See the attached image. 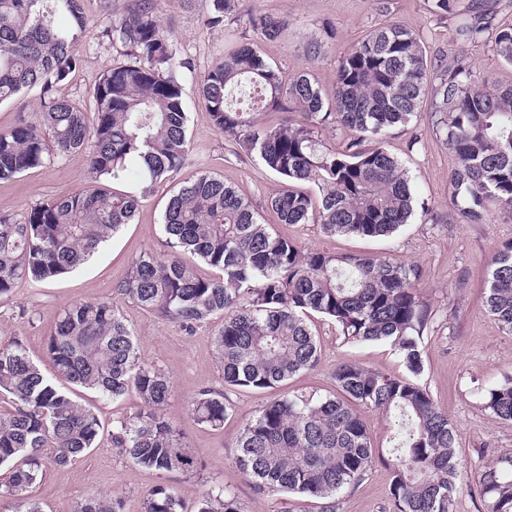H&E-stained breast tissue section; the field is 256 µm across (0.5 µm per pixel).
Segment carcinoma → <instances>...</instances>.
Returning a JSON list of instances; mask_svg holds the SVG:
<instances>
[{"instance_id": "carcinoma-1", "label": "carcinoma", "mask_w": 512, "mask_h": 512, "mask_svg": "<svg viewBox=\"0 0 512 512\" xmlns=\"http://www.w3.org/2000/svg\"><path fill=\"white\" fill-rule=\"evenodd\" d=\"M205 18L224 27L231 0H212ZM386 17L343 55L335 96L326 103L306 71L290 77L248 43L224 52L203 76L202 95L214 127L277 173L283 187L267 202L282 224H318L330 237H386L413 212L410 177L385 148L389 132L408 124L430 97L429 120L442 133L457 165L449 200L468 224L492 211L512 219V85L480 84L471 59L428 64L420 38L387 19L389 0H376ZM68 16L72 24L58 19ZM265 39L280 37L286 22L271 15L251 20ZM85 27L81 0H0V102L40 86L42 124L19 120L0 131V180L87 151L99 187L32 207L22 217L0 214V299L16 283L39 284L71 272L132 221L141 198L170 182L188 157L187 113L175 77L189 61L160 26L155 0H129L105 36L130 61L106 70L85 112L57 96L82 62ZM458 35L472 48L487 42L512 64V25L491 27L479 15L464 17ZM279 113L275 125L261 113ZM339 123L352 132L340 149L321 139ZM137 165L140 193L120 194L108 183ZM318 188L314 198L296 187ZM170 254L162 261L135 258L117 291L185 328L216 314L224 322L214 345L224 387L274 389L316 367L321 349L305 316L320 313L347 342H385L400 355L408 376H392L341 363L336 392L287 394L247 420L234 463L259 492L298 494L324 501L336 512V495L359 483L379 462L391 475L390 512H453L462 460L458 432L429 391L414 381L424 371L423 333L430 308L415 286V269L373 255L301 248L269 232L251 202L224 180L201 171L174 195L163 215ZM194 255L217 274L206 278L180 259ZM485 312L512 335V241L490 265ZM46 351L54 376H45L18 339L0 347V497L43 512L29 496L45 475L44 449L65 466L98 447L101 422L66 387L119 400L135 392L138 411L112 421V444L139 466L193 472L198 462L163 407L170 378L139 364L135 331L107 301H76L59 313ZM385 414L394 427L391 445L378 447L357 407ZM482 408L512 421V376L486 390ZM194 420L224 427L234 409L222 390L193 397ZM481 491L490 512H512V456L486 470ZM143 512H183L180 497L164 486L143 498ZM76 512H120L110 494L97 495ZM197 512H241L226 489L209 492Z\"/></svg>"}]
</instances>
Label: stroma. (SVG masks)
<instances>
[{
  "instance_id": "1",
  "label": "stroma",
  "mask_w": 512,
  "mask_h": 512,
  "mask_svg": "<svg viewBox=\"0 0 512 512\" xmlns=\"http://www.w3.org/2000/svg\"><path fill=\"white\" fill-rule=\"evenodd\" d=\"M374 2L235 0L223 28L210 30L203 20L211 10V0H156L164 31L190 62L178 72L188 114V163L177 181L161 184L142 198L133 222L109 239L90 262L51 282L19 281L11 296L0 301V344L21 339L43 373L53 375L46 342L60 310L74 301L113 302L137 334L140 364L162 369L170 377L165 414L201 468L194 474L159 473L135 465L113 448L111 432L114 418L139 408L137 395L131 392L114 402L83 391L80 400L95 407L103 425L101 446L72 464L48 466L43 480L31 491L42 502L44 512H76L80 503L104 492L121 500V512H141L144 494L159 485L177 490L186 512H195L202 493L217 495L227 488L235 493L243 512H319L315 501L257 492L235 466L236 441L247 419L284 394L332 390V374L342 362L385 374L406 373L400 356L389 345L346 342L335 324L313 313L307 323L321 348L317 367L276 389H228L213 343L215 324L187 331L120 295L117 288L133 259L145 253L166 258L165 207L181 182L201 170L235 186L252 202L262 223L302 248L371 254L419 268V288L432 311V320L423 335L424 372L418 381L447 411L458 431L464 470L454 512H487L480 478L498 456L512 454V422L494 419L482 410L478 389L512 374V335L503 333L486 314L483 302L491 258L504 242L512 240V221L497 214L486 223L469 224L450 207L449 176L456 159L423 113L408 126L392 130L386 140L389 152L408 170L416 198L409 224L395 235L331 238L316 224L279 223L267 201L281 189V178L215 129L200 92L204 72L225 46L243 41L256 44L264 58L285 75L311 68L325 92L333 93L343 52L381 21ZM471 4L472 0H455L453 10L443 16L432 10L429 0H390V17L420 36L432 61L448 59L466 49L482 84L489 88L511 85L512 65L504 63L492 46L470 50L457 35L459 22ZM125 9L126 0H83L84 61L59 88V96L92 108L93 90L102 73L126 60L123 48L111 45L105 35ZM267 13L287 23L281 37L273 42L265 40L251 24L253 17ZM94 186L86 153H75L18 178L0 180V213L20 216L38 203ZM206 387L225 389L235 408L223 429L198 425L191 416L192 398ZM389 503L390 475L377 464L357 486L337 497L336 512H388Z\"/></svg>"
}]
</instances>
